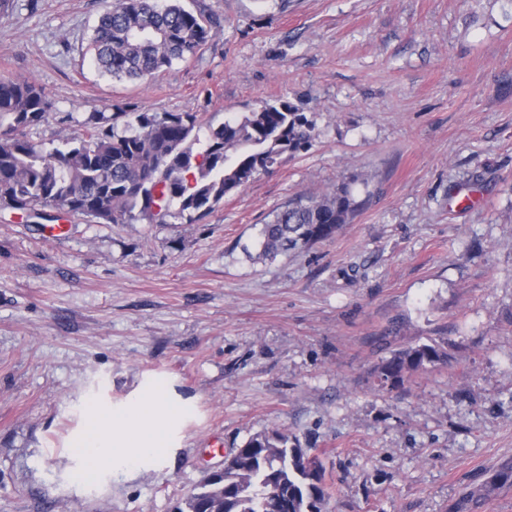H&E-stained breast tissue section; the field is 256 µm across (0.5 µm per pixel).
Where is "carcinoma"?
I'll use <instances>...</instances> for the list:
<instances>
[{
  "mask_svg": "<svg viewBox=\"0 0 512 512\" xmlns=\"http://www.w3.org/2000/svg\"><path fill=\"white\" fill-rule=\"evenodd\" d=\"M218 21L178 4L117 0L100 16L90 40L92 60L113 79L142 80L195 56ZM51 107L34 83L0 78V207L40 215L51 207L103 224L147 219L165 224L202 219L224 197L285 157L308 148L314 123L283 100L266 101L218 126L200 112L90 113L86 133L49 150L25 129ZM356 208L349 186L320 197L299 196L263 225L259 259L274 258L333 238ZM448 360L437 344L397 350L374 374L397 389L406 377ZM288 434L267 430L249 438L224 470V493L205 483L178 512H268L266 494L278 486L287 512H323L330 497L324 475L305 470Z\"/></svg>",
  "mask_w": 512,
  "mask_h": 512,
  "instance_id": "obj_1",
  "label": "carcinoma"
}]
</instances>
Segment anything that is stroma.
<instances>
[{
  "mask_svg": "<svg viewBox=\"0 0 512 512\" xmlns=\"http://www.w3.org/2000/svg\"><path fill=\"white\" fill-rule=\"evenodd\" d=\"M114 2L0 10V78L51 102L33 143L96 110L217 125L281 99L311 146L195 222L67 215L51 238L0 208V512H175L272 428L318 455L324 512H512V0H179L220 29L137 81L88 51ZM343 183L332 240L255 259L275 209ZM433 342L447 363L380 387L381 359ZM145 381L198 420L158 469L85 477L86 404Z\"/></svg>",
  "mask_w": 512,
  "mask_h": 512,
  "instance_id": "1",
  "label": "stroma"
}]
</instances>
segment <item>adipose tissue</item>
<instances>
[{"instance_id":"1","label":"adipose tissue","mask_w":512,"mask_h":512,"mask_svg":"<svg viewBox=\"0 0 512 512\" xmlns=\"http://www.w3.org/2000/svg\"><path fill=\"white\" fill-rule=\"evenodd\" d=\"M194 414L192 400L156 383L140 385L124 403H91L80 435L82 468L96 475L157 465L179 447Z\"/></svg>"}]
</instances>
